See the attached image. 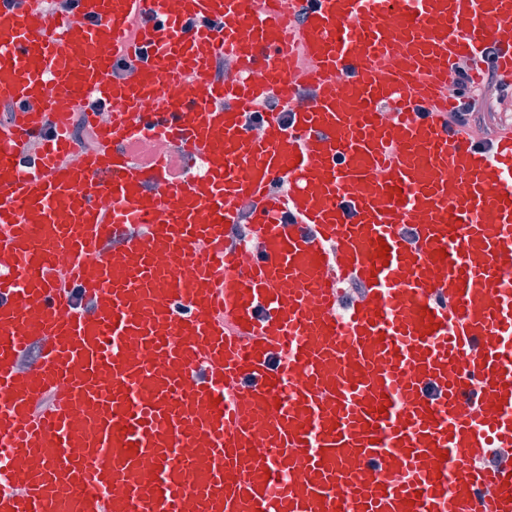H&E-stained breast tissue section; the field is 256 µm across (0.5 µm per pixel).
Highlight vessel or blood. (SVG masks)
Here are the masks:
<instances>
[{
  "label": "vessel or blood",
  "mask_w": 512,
  "mask_h": 512,
  "mask_svg": "<svg viewBox=\"0 0 512 512\" xmlns=\"http://www.w3.org/2000/svg\"><path fill=\"white\" fill-rule=\"evenodd\" d=\"M180 2L0 0V512H512V0ZM493 54V48L486 49V71L484 72L486 80L484 85L481 83L479 88L473 89L470 87L459 92L454 90L456 106L448 112V127L450 130L465 129L470 125L473 118L479 114L478 112L482 113L478 123L473 124L468 129L474 134L476 142L483 139H490L491 141L502 128V124L510 122L512 124V98L504 101L509 90L511 91V87L497 76L492 64ZM488 88L493 90L499 102L504 101L501 104L495 103V112H486L488 111L486 101V90ZM486 113L491 114L492 120L486 119L484 121ZM55 99L57 102L54 105L61 112H70L74 115V111L81 106L80 101L64 95H58ZM85 125V111L75 113L73 116V132L71 136L80 143H83L85 138ZM80 143L77 144L81 146Z\"/></svg>",
  "instance_id": "1"
}]
</instances>
